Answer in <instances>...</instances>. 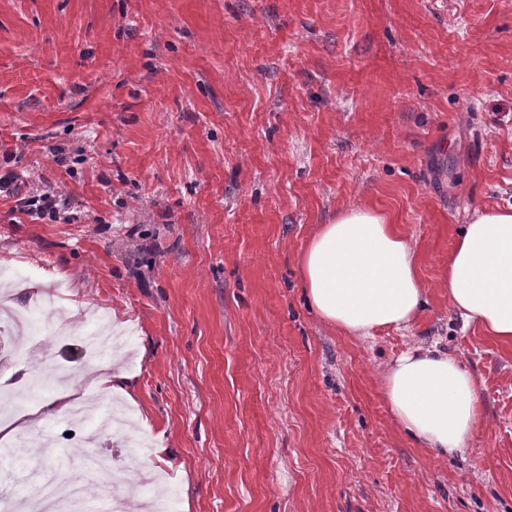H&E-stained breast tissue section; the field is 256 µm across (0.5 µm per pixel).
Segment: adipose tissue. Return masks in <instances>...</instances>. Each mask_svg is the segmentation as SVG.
Listing matches in <instances>:
<instances>
[{
	"instance_id": "adipose-tissue-1",
	"label": "adipose tissue",
	"mask_w": 512,
	"mask_h": 512,
	"mask_svg": "<svg viewBox=\"0 0 512 512\" xmlns=\"http://www.w3.org/2000/svg\"><path fill=\"white\" fill-rule=\"evenodd\" d=\"M298 269L319 320L349 336L408 328L426 304L413 241L365 206L341 209L318 225L298 255ZM445 286L465 322L512 342V207L473 214L448 260ZM381 380L393 415L417 444L439 457L463 451L481 411L477 383L458 358L434 343L414 345ZM75 397L62 386L49 400L30 401L0 425V443L65 414Z\"/></svg>"
}]
</instances>
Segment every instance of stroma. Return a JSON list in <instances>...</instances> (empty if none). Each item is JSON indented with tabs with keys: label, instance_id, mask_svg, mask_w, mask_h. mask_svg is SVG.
<instances>
[{
	"label": "stroma",
	"instance_id": "stroma-1",
	"mask_svg": "<svg viewBox=\"0 0 512 512\" xmlns=\"http://www.w3.org/2000/svg\"><path fill=\"white\" fill-rule=\"evenodd\" d=\"M0 197L18 291L118 313L136 495L170 512H512V343L464 325L443 279L466 215L512 205V0H0ZM355 204L412 238L427 288L405 331L323 325L297 255ZM24 331L68 368L79 342ZM440 338L474 376L464 453L417 446L379 373ZM29 449V493L74 449ZM18 180L17 175L14 172H6L3 176H0V192L6 193L8 196L16 197V207L20 211H27L30 212L32 209L29 208L30 206L35 205L37 202L39 205L37 206V212L38 214L45 216L48 215L49 217H56V215L59 213L58 210V200L57 196L55 194L45 192L42 193L38 199L33 202L31 198L26 196H19L18 193H16V182Z\"/></svg>",
	"mask_w": 512,
	"mask_h": 512
}]
</instances>
